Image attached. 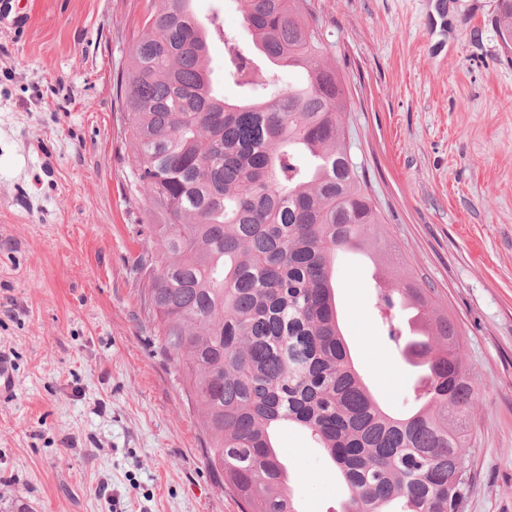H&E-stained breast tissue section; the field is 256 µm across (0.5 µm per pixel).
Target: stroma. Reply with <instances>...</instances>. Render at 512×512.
<instances>
[{"label":"stroma","instance_id":"1","mask_svg":"<svg viewBox=\"0 0 512 512\" xmlns=\"http://www.w3.org/2000/svg\"><path fill=\"white\" fill-rule=\"evenodd\" d=\"M353 100L347 133L390 237L457 327L477 400L462 512H512V48L498 0H311ZM148 0H27L0 31V512H240L145 318L147 243L113 92ZM252 52L237 0H194ZM354 365L410 412L414 375L372 345V262L336 263ZM278 446L298 512L348 496L309 435ZM497 28L502 42L510 48L512 44V0H499Z\"/></svg>","mask_w":512,"mask_h":512}]
</instances>
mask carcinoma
<instances>
[{
    "label": "carcinoma",
    "instance_id": "1",
    "mask_svg": "<svg viewBox=\"0 0 512 512\" xmlns=\"http://www.w3.org/2000/svg\"><path fill=\"white\" fill-rule=\"evenodd\" d=\"M191 0H149L115 97L125 96L133 195L144 196L136 258L160 350L184 375L242 512H296L274 430L295 424L324 448L349 490L341 512H459L477 399L458 331L432 289L396 253L366 172L346 140L352 111L324 62L327 34L309 0H238L260 67L226 31L230 103L210 89L208 35ZM499 36L512 45V0H499ZM306 82L285 87V69ZM384 255L377 285L388 339L428 371L416 409L377 403L352 362L336 305L339 254ZM411 304L430 326L403 336Z\"/></svg>",
    "mask_w": 512,
    "mask_h": 512
}]
</instances>
